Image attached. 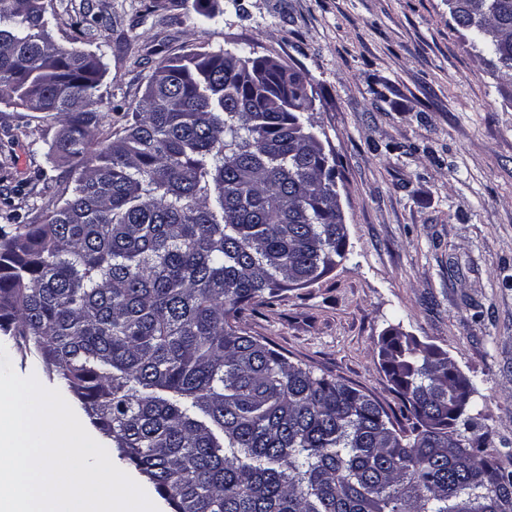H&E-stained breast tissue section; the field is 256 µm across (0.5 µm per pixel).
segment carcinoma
Returning a JSON list of instances; mask_svg holds the SVG:
<instances>
[{"label":"carcinoma","mask_w":512,"mask_h":512,"mask_svg":"<svg viewBox=\"0 0 512 512\" xmlns=\"http://www.w3.org/2000/svg\"><path fill=\"white\" fill-rule=\"evenodd\" d=\"M451 17L512 73V0ZM45 0H0V103L53 116L58 202L0 232V333L38 355L171 512H512V470L455 401L473 384L431 345L382 338L412 421L293 363L243 326L344 258L336 156L302 114L305 74L196 50L161 62L122 134L101 59L52 42Z\"/></svg>","instance_id":"carcinoma-1"}]
</instances>
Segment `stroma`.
<instances>
[{
    "label": "stroma",
    "mask_w": 512,
    "mask_h": 512,
    "mask_svg": "<svg viewBox=\"0 0 512 512\" xmlns=\"http://www.w3.org/2000/svg\"><path fill=\"white\" fill-rule=\"evenodd\" d=\"M56 43L96 53L119 134L162 61L203 47L256 52L307 74L304 119L336 155L345 256L306 288L247 313L290 361L402 403L379 342L396 327L446 352L496 461L512 467V100L447 0H49ZM59 125L0 104V210L56 202L69 164L47 154Z\"/></svg>",
    "instance_id": "1"
}]
</instances>
